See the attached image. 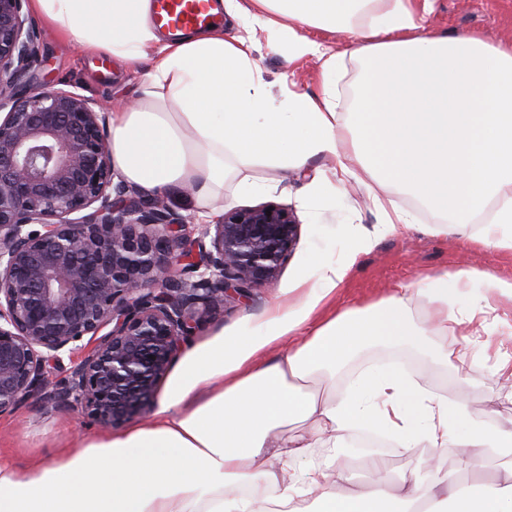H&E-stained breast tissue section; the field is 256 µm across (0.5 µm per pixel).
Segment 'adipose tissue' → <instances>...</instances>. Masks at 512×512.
<instances>
[{"mask_svg":"<svg viewBox=\"0 0 512 512\" xmlns=\"http://www.w3.org/2000/svg\"><path fill=\"white\" fill-rule=\"evenodd\" d=\"M50 24L99 50L150 68L132 106L112 110V167L138 190L224 192L236 165L304 167L350 147L342 174L388 182L421 198L444 223L487 222L477 238L504 246L512 228V43L473 34H435L415 0H224L245 35L210 27L171 38L148 22L152 0H31ZM348 34L333 51L302 30ZM274 45L321 63L317 92L278 103L252 58L255 29ZM363 71L353 111L336 109V72L345 58ZM346 274L320 263L317 282L290 310L275 304L233 335L190 347L151 414L123 429L79 438L69 452L27 470L0 460V512H512V429L473 428L465 404L449 403L398 369L361 374L341 397L324 394L337 372L371 346L407 342V289L373 312L312 322ZM287 342L266 357L267 347ZM315 423L341 442L362 426L388 430L398 447L454 445L465 465L496 454L505 474L477 484L463 474L440 482L416 474L405 496L384 489L379 458L367 461L376 486L338 491L344 468L306 469L283 482L267 461L299 460L310 444L293 430ZM279 491L275 499L243 489ZM315 489L306 506L307 489Z\"/></svg>","mask_w":512,"mask_h":512,"instance_id":"1","label":"adipose tissue"}]
</instances>
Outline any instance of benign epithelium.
<instances>
[{
    "instance_id": "7a95c632",
    "label": "benign epithelium",
    "mask_w": 512,
    "mask_h": 512,
    "mask_svg": "<svg viewBox=\"0 0 512 512\" xmlns=\"http://www.w3.org/2000/svg\"><path fill=\"white\" fill-rule=\"evenodd\" d=\"M27 4L0 0V415L38 399L109 429L151 412L205 312L277 277L300 224L266 204L195 238L163 200L116 179L103 106L29 84Z\"/></svg>"
}]
</instances>
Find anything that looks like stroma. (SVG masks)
<instances>
[{
	"label": "stroma",
	"instance_id": "35a3bbf8",
	"mask_svg": "<svg viewBox=\"0 0 512 512\" xmlns=\"http://www.w3.org/2000/svg\"><path fill=\"white\" fill-rule=\"evenodd\" d=\"M39 56L33 68L38 87L64 89L81 94L107 107L134 101L148 71L147 65L128 67L115 57L84 50L72 37L51 29L35 18ZM426 28L449 35L473 32L494 41H512V0H436L425 19ZM253 59L267 89L276 101L286 92L313 93L320 64L311 56H289L287 47H270L260 39ZM338 158L318 156L300 171L276 167H251L244 175L255 181L251 190L239 188L237 179L224 184V207L236 209L267 203L292 210L300 223V240L278 277L255 290L244 304L228 302L210 310L193 343H203L220 331H231L244 317L261 319L268 306L302 307L304 299L295 288L300 280L315 281L314 257L349 263L332 300L314 313L327 317L348 308H365L388 298L396 289L408 291V306L414 318L427 317L432 275L470 266L491 271L512 282V249L485 248L476 243L480 225H467L464 232L436 233L437 217L418 198L395 185L380 188L381 196L412 212L415 224L389 230L381 226L367 188L354 179L335 180L329 173ZM373 238V247L351 254L357 236ZM486 299V325L467 322L476 300ZM448 361L426 368L410 367V374L423 387L452 402L466 404L479 426L512 429V382L499 371L501 360L512 359V298L486 288L478 280L448 290ZM71 414L38 400L28 401L14 412L0 416V455L22 467H33L54 458L63 447L85 434ZM355 438L337 446L311 449L307 458L291 463L288 475L314 464L327 466L344 459L353 476L349 491H360L367 471L355 463Z\"/></svg>",
	"mask_w": 512,
	"mask_h": 512
}]
</instances>
